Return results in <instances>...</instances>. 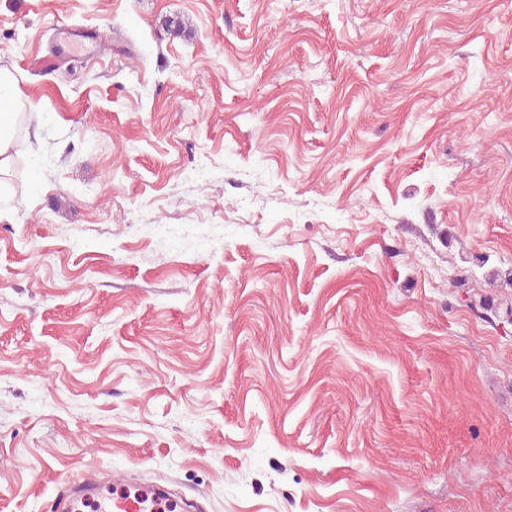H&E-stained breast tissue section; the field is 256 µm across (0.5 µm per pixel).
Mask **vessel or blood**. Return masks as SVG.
I'll return each mask as SVG.
<instances>
[{
	"mask_svg": "<svg viewBox=\"0 0 512 512\" xmlns=\"http://www.w3.org/2000/svg\"><path fill=\"white\" fill-rule=\"evenodd\" d=\"M82 499L92 512H172L173 507H184V499H173L161 494L146 499L142 493L132 491L130 482L115 479L99 481L90 479L75 486L67 480H60L56 495L57 512H74L75 499Z\"/></svg>",
	"mask_w": 512,
	"mask_h": 512,
	"instance_id": "obj_1",
	"label": "vessel or blood"
}]
</instances>
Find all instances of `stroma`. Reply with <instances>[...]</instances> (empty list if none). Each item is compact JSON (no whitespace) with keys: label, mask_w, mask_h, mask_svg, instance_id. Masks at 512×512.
I'll list each match as a JSON object with an SVG mask.
<instances>
[{"label":"stroma","mask_w":512,"mask_h":512,"mask_svg":"<svg viewBox=\"0 0 512 512\" xmlns=\"http://www.w3.org/2000/svg\"><path fill=\"white\" fill-rule=\"evenodd\" d=\"M0 73V512H512V0H0ZM130 488H140L142 491L156 489L115 478L112 482L89 479L82 485L74 486L61 478L57 488L56 512H74L73 504L78 496H81L83 504L91 508L92 512H152L162 508L164 511L174 512L173 503L179 511H183L187 502L162 491L161 495L152 499L149 510L146 505L148 498L141 492H132Z\"/></svg>","instance_id":"35a3bbf8"}]
</instances>
